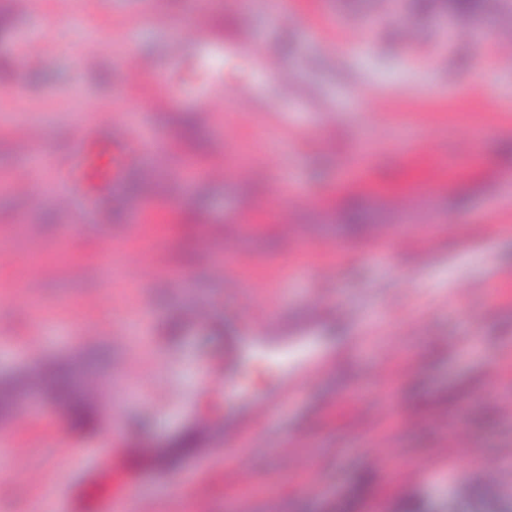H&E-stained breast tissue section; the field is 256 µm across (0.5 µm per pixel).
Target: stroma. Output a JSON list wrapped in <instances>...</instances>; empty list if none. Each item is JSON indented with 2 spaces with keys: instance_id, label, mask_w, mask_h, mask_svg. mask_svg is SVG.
Masks as SVG:
<instances>
[{
  "instance_id": "stroma-1",
  "label": "stroma",
  "mask_w": 512,
  "mask_h": 512,
  "mask_svg": "<svg viewBox=\"0 0 512 512\" xmlns=\"http://www.w3.org/2000/svg\"><path fill=\"white\" fill-rule=\"evenodd\" d=\"M187 2L0 0V387L81 367L103 418L78 434L53 401L0 406V512H69L76 452L106 445L136 471L130 512H356L387 485L382 512L512 503V294L493 275L512 270V0L469 27L412 0H209L185 22ZM203 36L215 52L187 53ZM86 131L149 142L121 200L71 185ZM365 166L381 191L338 190ZM284 317L344 353L226 458L235 411L199 377L225 337Z\"/></svg>"
}]
</instances>
